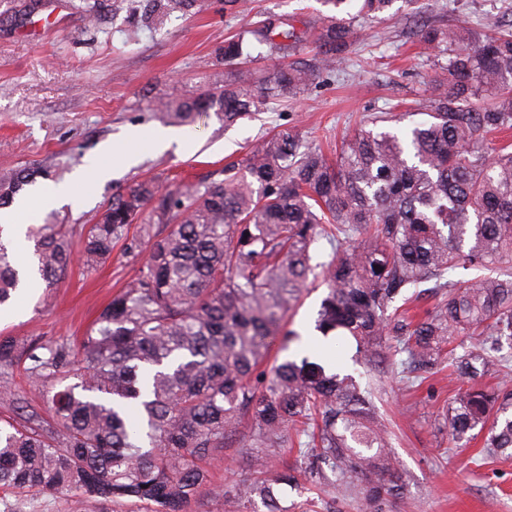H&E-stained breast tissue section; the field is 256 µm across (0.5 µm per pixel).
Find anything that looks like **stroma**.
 I'll use <instances>...</instances> for the list:
<instances>
[{
  "label": "stroma",
  "instance_id": "obj_1",
  "mask_svg": "<svg viewBox=\"0 0 512 512\" xmlns=\"http://www.w3.org/2000/svg\"><path fill=\"white\" fill-rule=\"evenodd\" d=\"M202 12L174 13L154 25L145 0H0V172L47 167L69 189L68 203L43 206L70 225L80 251L82 225L113 194L153 177L164 186L196 182L242 159L244 145L276 126L298 127L307 141L334 149L360 121L377 112H409L438 71L432 50L416 43L408 24L356 21L355 51L341 70L321 74L300 99L224 129L210 117L193 126L169 123L156 109L170 94H197L205 78L223 69L227 36L268 19L310 36L322 26L318 0H206ZM411 9L444 28L492 32L512 19V0H414ZM178 135L166 151L153 137ZM136 257L115 247L95 272L73 263L52 292L37 288L18 296L0 315V336L19 340L73 341L97 319L134 274ZM374 393L391 452L406 483L402 497L382 512H512V457L492 455L482 440L455 448L448 441V409L462 378L435 369L406 390L390 362L354 366ZM277 461L258 458L244 440L225 449L213 466L216 484L272 472ZM289 506L311 503L314 512H360L355 500L335 494L318 478L286 488ZM0 512H108L70 493L9 497Z\"/></svg>",
  "mask_w": 512,
  "mask_h": 512
}]
</instances>
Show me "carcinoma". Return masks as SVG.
<instances>
[{
  "mask_svg": "<svg viewBox=\"0 0 512 512\" xmlns=\"http://www.w3.org/2000/svg\"><path fill=\"white\" fill-rule=\"evenodd\" d=\"M395 0H321L331 14L314 44L315 66L283 65L255 83L233 65L249 54L245 34L224 39V71L208 89L172 95L158 111L183 125L214 115L224 127L297 99L339 68L363 14L392 18ZM201 0H151L158 25ZM284 22L248 31L260 44L296 49ZM413 35L442 60L424 99L427 119L398 129L390 114L345 136L336 162L306 147L294 127L261 136L241 162L177 187L154 178L112 197L82 228L80 262L92 271L118 243L146 253L126 285L78 343L0 338V501L23 493H74L112 512H196L201 497L224 498V512H290L281 490L299 478L333 475L331 487L371 509L403 493L386 452L384 425L361 377L288 355L300 334L288 312L323 287L314 320L317 346L343 338L353 362L404 353L402 380L441 363L467 381L448 411V438L512 453V391L481 380L512 366V151L491 158L480 138L512 129V30L475 39L415 21ZM46 168L0 174V209L28 193ZM0 224V306L21 288L26 262L49 290L74 261L71 231L48 222L23 243ZM326 260L312 263V253ZM495 269L466 279L461 272ZM433 283L441 299L417 320L404 305ZM476 337L467 345L465 337ZM282 338L277 354L270 343ZM21 372L48 407L21 405ZM256 454L294 461L233 489L211 483L208 465L239 428Z\"/></svg>",
  "mask_w": 512,
  "mask_h": 512,
  "instance_id": "1",
  "label": "carcinoma"
}]
</instances>
